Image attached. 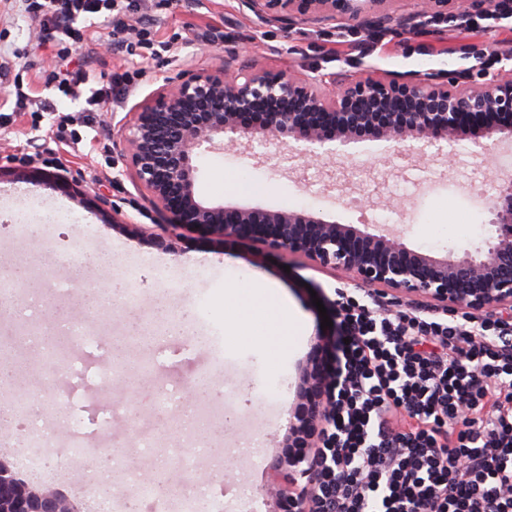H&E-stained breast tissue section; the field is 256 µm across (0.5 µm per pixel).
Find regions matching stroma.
<instances>
[{"label":"stroma","instance_id":"1","mask_svg":"<svg viewBox=\"0 0 512 512\" xmlns=\"http://www.w3.org/2000/svg\"><path fill=\"white\" fill-rule=\"evenodd\" d=\"M153 29L170 49L158 59L117 52L73 53L92 73L141 70L133 93L106 104L101 111H83L82 101L62 97L46 85L47 54L35 45L34 31L18 11L0 16L8 31L6 45L27 52L31 64L26 81L47 105L43 112H13L0 119V272L26 264L40 307L37 326H55L58 310L90 334L77 343L73 363L48 374L37 346L18 343L14 351L29 364L8 390V398L31 393L51 399L67 412L55 417L22 418L0 424V460L19 467V449L31 428L49 432L50 458H66L64 479L52 489L90 512L97 485L90 479L87 453L111 437L126 451L127 466H113L106 479L125 485L131 476L152 478L159 460L173 446L194 450L196 432L180 430L169 411L156 407L161 390L186 401L188 380L209 384L212 406L231 417L233 425L214 447L224 450L222 462L196 461L193 473L178 466L165 469L172 493L167 512H179L182 494L203 488L221 498L223 512H242L239 498L226 495L225 482L242 484L249 500L278 512L264 489L277 480L274 461L292 439L286 424L300 413L306 376L319 361V336L338 335L339 326L322 327L320 307H331L340 272L313 265L300 255L260 248L248 239L220 241L188 232L157 242L131 232L134 224L153 225L154 208L146 192L126 171L121 143L113 137L128 112L164 85L178 59L193 56L197 70L219 66L229 51L250 45L247 65L289 70L303 79L328 86L338 77L353 78L364 69L390 74L468 71L493 82L512 76V18L494 31L468 34L444 23L422 30H400L359 52L365 34L350 21L299 25L291 30L264 26L241 0H173L169 10L155 13ZM496 45L499 58L489 63L481 51ZM450 161L421 156L405 145L385 141L353 144L348 156L299 168L285 162L273 166L266 148L238 145L194 158L198 196L228 206L258 205L271 209H313L339 224H387L402 231L417 251L445 253L448 248L478 242L486 235L487 195L495 191L491 171L471 153L468 142L452 148ZM110 193L123 221H112L98 192ZM38 224L37 236L19 234L18 225ZM105 254L108 270L90 267L88 281L107 287L124 279L126 264L137 263L134 286L139 300L127 312L85 302L69 284L74 259ZM257 273L281 289L289 304L310 327L291 347L285 363L263 356L259 336L232 337L223 359H216L209 340L224 334V284L240 271ZM189 317L185 335H159L145 348L128 347L132 360L124 373L111 372L112 342L123 335L131 318L148 321L158 305ZM264 379L276 386L274 395L259 400L255 386Z\"/></svg>","mask_w":512,"mask_h":512}]
</instances>
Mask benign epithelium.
I'll list each match as a JSON object with an SVG mask.
<instances>
[{"label": "benign epithelium", "mask_w": 512, "mask_h": 512, "mask_svg": "<svg viewBox=\"0 0 512 512\" xmlns=\"http://www.w3.org/2000/svg\"><path fill=\"white\" fill-rule=\"evenodd\" d=\"M258 22L291 29L336 19L358 22L375 37L409 24L390 9L393 0H241ZM512 13V0H420L419 25L447 21L458 10L482 14L490 7ZM240 53L210 71L192 61L177 64L155 96L131 113L120 142L138 186L151 197L174 235L193 227L221 239L252 237L268 249L302 255L338 270L359 287L383 290L395 300L423 296L443 310L512 311V177L487 202L494 234L481 246L444 255L411 250L399 234L336 224L310 210L228 208L196 196L193 157L241 141L275 147L270 158L308 164L341 156L351 143H409V150L448 157L444 146L467 139L475 155H489L512 140V77L479 82L466 73L440 72L357 80L339 78L325 88L290 71L236 67ZM332 417L321 397L288 423L305 435ZM283 480L267 489L288 512V481L299 476L296 458L276 460ZM103 498L120 497L137 512L135 490L110 483ZM0 512H81L50 489L29 486L0 461Z\"/></svg>", "instance_id": "benign-epithelium-1"}]
</instances>
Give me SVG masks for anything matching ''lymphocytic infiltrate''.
Listing matches in <instances>:
<instances>
[{
  "label": "lymphocytic infiltrate",
  "instance_id": "obj_1",
  "mask_svg": "<svg viewBox=\"0 0 512 512\" xmlns=\"http://www.w3.org/2000/svg\"><path fill=\"white\" fill-rule=\"evenodd\" d=\"M54 50L47 85L89 112L140 71L63 67L100 32L87 16L136 0H15ZM342 340L321 362L334 416L299 458L317 482L288 487L290 512H512V322L473 311L389 309L335 291Z\"/></svg>",
  "mask_w": 512,
  "mask_h": 512
}]
</instances>
